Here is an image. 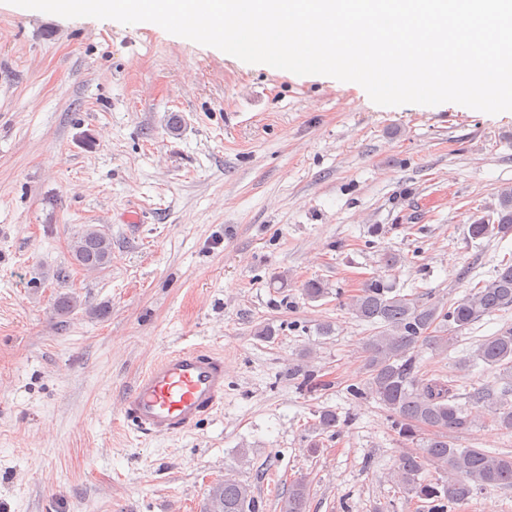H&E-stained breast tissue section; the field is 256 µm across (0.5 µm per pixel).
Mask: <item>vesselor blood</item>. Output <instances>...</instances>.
Wrapping results in <instances>:
<instances>
[{
  "label": "vessel or blood",
  "mask_w": 512,
  "mask_h": 512,
  "mask_svg": "<svg viewBox=\"0 0 512 512\" xmlns=\"http://www.w3.org/2000/svg\"><path fill=\"white\" fill-rule=\"evenodd\" d=\"M224 404V357L201 346L162 355L120 397L127 424L154 438L195 429Z\"/></svg>",
  "instance_id": "obj_1"
}]
</instances>
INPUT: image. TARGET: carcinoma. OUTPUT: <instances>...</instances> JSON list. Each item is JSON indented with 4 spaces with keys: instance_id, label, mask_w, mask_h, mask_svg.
<instances>
[{
    "instance_id": "carcinoma-1",
    "label": "carcinoma",
    "mask_w": 512,
    "mask_h": 512,
    "mask_svg": "<svg viewBox=\"0 0 512 512\" xmlns=\"http://www.w3.org/2000/svg\"><path fill=\"white\" fill-rule=\"evenodd\" d=\"M512 235V188L501 193L493 221L476 218L468 225L472 240ZM74 263L84 270L102 271L112 264V235L91 224L70 241ZM302 291L316 301L327 294L317 279L305 282ZM349 310L374 327L364 343V376L350 391L366 395L386 410L391 427L416 448L401 454L394 479L414 498L428 501V512H447L474 493L489 487H512V455L464 447L456 435L476 425V415L458 403L456 385L444 376H427L420 370L418 348L448 350L449 333L462 330L483 316L512 307V261L496 270L492 279L471 289L450 305L423 302L395 292L384 278H365L349 299ZM474 364L499 371L512 384V327L482 340L473 354ZM511 388L496 391L488 383L468 392L472 406L488 412L498 424L512 431ZM428 437H422V433ZM442 473L428 478V467ZM309 488L305 477L295 479L281 497L280 512H306ZM204 512H259L251 486L230 479L211 487Z\"/></svg>"
}]
</instances>
